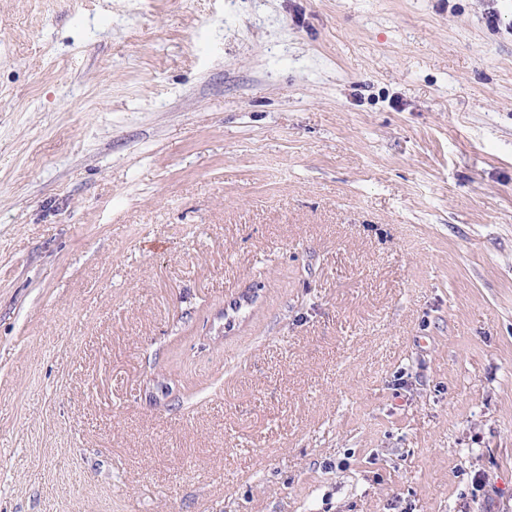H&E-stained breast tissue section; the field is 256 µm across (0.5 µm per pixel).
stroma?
I'll list each match as a JSON object with an SVG mask.
<instances>
[{
	"label": "stroma",
	"instance_id": "obj_1",
	"mask_svg": "<svg viewBox=\"0 0 512 512\" xmlns=\"http://www.w3.org/2000/svg\"><path fill=\"white\" fill-rule=\"evenodd\" d=\"M0 512H512V0H0Z\"/></svg>",
	"mask_w": 512,
	"mask_h": 512
}]
</instances>
